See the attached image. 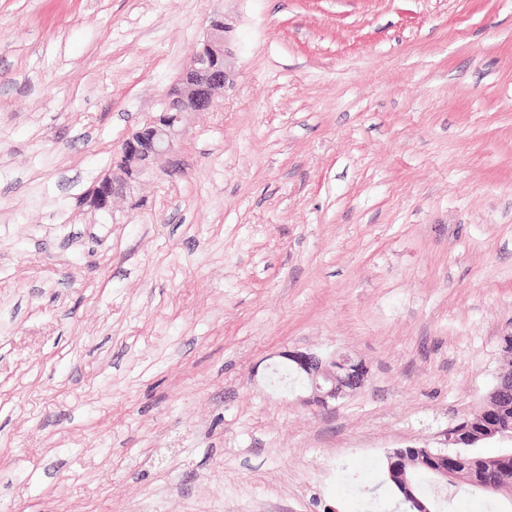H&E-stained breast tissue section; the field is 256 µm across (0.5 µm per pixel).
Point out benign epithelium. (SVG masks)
Here are the masks:
<instances>
[{"label": "benign epithelium", "instance_id": "1", "mask_svg": "<svg viewBox=\"0 0 512 512\" xmlns=\"http://www.w3.org/2000/svg\"><path fill=\"white\" fill-rule=\"evenodd\" d=\"M224 89V20H211L191 65L184 70L164 95V111L175 112L177 122L155 115L141 128L130 133L121 145L117 170L108 171L98 181L93 195L94 210H107L112 196L123 192L137 178L152 173L154 167L176 151L182 134L179 122L189 112H205L214 103L215 95ZM283 357L294 364L295 372L306 381L310 405L325 408L330 402L360 388L366 369L360 363L346 359L340 370L336 359H325L313 353L286 352ZM493 405L501 412L512 408V366H504L497 375L493 389L483 406ZM488 432H468L454 425L445 432V442L455 449L432 452L417 449L418 459L441 482L461 477L458 463L462 448H474L490 440L512 441V424L506 419H494L487 425ZM496 469L488 470V478L478 485L485 494L512 497V486L494 476Z\"/></svg>", "mask_w": 512, "mask_h": 512}]
</instances>
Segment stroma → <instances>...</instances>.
Returning <instances> with one entry per match:
<instances>
[{"instance_id":"1","label":"stroma","mask_w":512,"mask_h":512,"mask_svg":"<svg viewBox=\"0 0 512 512\" xmlns=\"http://www.w3.org/2000/svg\"><path fill=\"white\" fill-rule=\"evenodd\" d=\"M217 13L215 108L78 205ZM509 333L512 0H0V512H368ZM283 357L294 364L295 372L306 381L309 397L304 400L320 408L360 388L366 376V369L346 357L347 365L340 372L335 358L325 359L313 353L285 352Z\"/></svg>"}]
</instances>
